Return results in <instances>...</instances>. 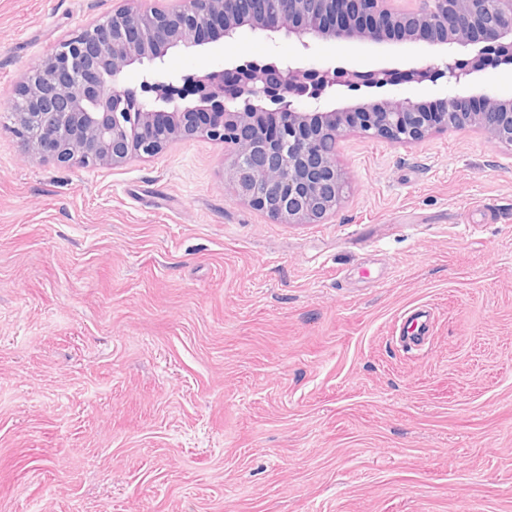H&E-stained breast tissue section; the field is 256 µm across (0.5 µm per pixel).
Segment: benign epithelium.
Masks as SVG:
<instances>
[{"instance_id": "benign-epithelium-1", "label": "benign epithelium", "mask_w": 512, "mask_h": 512, "mask_svg": "<svg viewBox=\"0 0 512 512\" xmlns=\"http://www.w3.org/2000/svg\"><path fill=\"white\" fill-rule=\"evenodd\" d=\"M168 9L122 8L102 24L77 32L31 70L15 100L14 131L36 153L61 164L117 166L152 156L168 144L201 136L230 152L225 183L253 209L286 224H321L339 208L345 176L325 146L347 130L370 139L413 144L435 131L472 127L512 146V99L454 94L427 112L391 97L330 111L308 110L343 85L396 86L444 77L457 90L492 64H512V0H424L417 10L393 0H172ZM285 31L307 50L314 40L446 46L443 67L366 72L281 65H238L184 80H153L171 48L209 43L211 30L234 38L241 30ZM476 51L457 57V49ZM145 67L141 97L120 84L132 65ZM196 103L185 104L186 94ZM38 131L29 130L30 121Z\"/></svg>"}]
</instances>
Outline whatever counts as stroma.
<instances>
[{
  "label": "stroma",
  "mask_w": 512,
  "mask_h": 512,
  "mask_svg": "<svg viewBox=\"0 0 512 512\" xmlns=\"http://www.w3.org/2000/svg\"><path fill=\"white\" fill-rule=\"evenodd\" d=\"M126 0H0V512H512V147L348 131L324 224L237 200L222 143L119 166L39 158L27 73ZM241 31L163 76L246 62L440 65L425 42ZM512 98V65L465 95ZM445 80L340 87L332 110Z\"/></svg>",
  "instance_id": "1"
}]
</instances>
